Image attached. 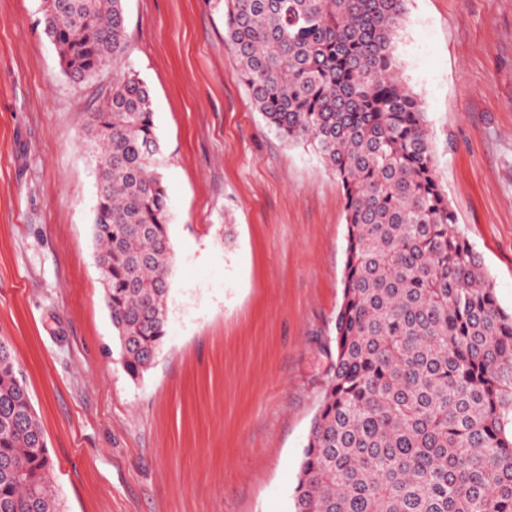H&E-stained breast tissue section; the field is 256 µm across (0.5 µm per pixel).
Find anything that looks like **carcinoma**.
Returning <instances> with one entry per match:
<instances>
[{
	"label": "carcinoma",
	"instance_id": "cac0c4a2",
	"mask_svg": "<svg viewBox=\"0 0 512 512\" xmlns=\"http://www.w3.org/2000/svg\"><path fill=\"white\" fill-rule=\"evenodd\" d=\"M126 0H41L66 75L112 71L89 113L92 235L122 366L166 336L170 205ZM265 123L310 143L345 199L342 300L293 512H512V314L456 227L394 40L407 0H212ZM55 462L0 342V512H65Z\"/></svg>",
	"mask_w": 512,
	"mask_h": 512
}]
</instances>
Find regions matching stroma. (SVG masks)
<instances>
[{
  "label": "stroma",
  "instance_id": "35a3bbf8",
  "mask_svg": "<svg viewBox=\"0 0 512 512\" xmlns=\"http://www.w3.org/2000/svg\"><path fill=\"white\" fill-rule=\"evenodd\" d=\"M40 0H0V341L68 512H293L342 299L343 191L270 129L210 0H126L174 255L167 333L124 372L91 235L86 120L111 73H63ZM458 229L512 312V0H408L395 40Z\"/></svg>",
  "mask_w": 512,
  "mask_h": 512
}]
</instances>
